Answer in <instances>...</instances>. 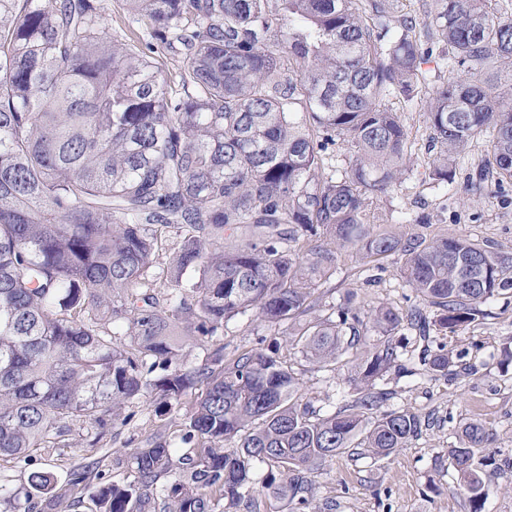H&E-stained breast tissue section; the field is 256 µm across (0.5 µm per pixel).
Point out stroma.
Here are the masks:
<instances>
[{
	"mask_svg": "<svg viewBox=\"0 0 512 512\" xmlns=\"http://www.w3.org/2000/svg\"><path fill=\"white\" fill-rule=\"evenodd\" d=\"M409 134L410 163L395 194L368 202L365 224L374 232L390 230L405 236L444 234L470 239L491 250L512 252V185L495 186L496 174L485 169L490 147L485 139L472 142L457 156L453 190L439 188L429 179L428 160L438 147L420 102L391 101ZM403 261L392 255L377 261L365 258L356 245L339 248L335 273L319 281L309 299L310 316L331 313L355 293L364 308L382 303L401 312L420 307L422 300L405 286L400 274ZM270 332L256 312L225 322L216 336H200L183 350L185 363L205 360L214 343H224L228 351L257 348ZM436 345L449 350L458 374L443 378L427 376L421 362L424 349L414 331L401 329L392 343L405 346L418 369L415 377L389 374L390 388L397 392L398 404L410 407L428 420L422 437L383 460L339 456L326 463L315 477L318 503H330V512H471L464 489L448 465V448L460 423L478 419L493 428L492 445L498 470L490 484L483 512H512V293L499 296L487 307V315L455 332L434 331ZM278 355L292 364L300 375L297 397L322 410L343 405L353 395L348 382L351 366L326 383L325 372L301 364L287 337L277 339ZM156 404L149 394L125 404L122 418L107 420L103 432L81 424L60 445L33 453L28 463L0 462V484L15 491L27 486L32 470L52 472L66 481L70 472L94 462L99 478L89 488L66 498L58 512H93L95 486L103 480L132 478L130 451L146 447L156 432L184 453L181 444L183 416L170 412L158 419Z\"/></svg>",
	"mask_w": 512,
	"mask_h": 512,
	"instance_id": "1",
	"label": "stroma"
}]
</instances>
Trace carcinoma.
<instances>
[{
  "instance_id": "carcinoma-1",
  "label": "carcinoma",
  "mask_w": 512,
  "mask_h": 512,
  "mask_svg": "<svg viewBox=\"0 0 512 512\" xmlns=\"http://www.w3.org/2000/svg\"><path fill=\"white\" fill-rule=\"evenodd\" d=\"M126 3L144 36L112 30L101 0H0V460L26 462L78 422L102 429L149 392L160 418L186 408L192 451L177 455L161 435L131 449L135 479L100 487L98 512H212L220 500L237 512L255 493L313 512L325 463L388 458L422 435L421 416L390 407L385 387L392 368L416 371L368 333L477 321L512 289V253L363 228L368 200L391 196L409 162L386 102L415 100L427 54L392 0ZM428 27L456 74L423 103L440 146L429 177L452 188L451 158L485 137L497 186L512 184V19L487 0H435ZM158 53L182 57L180 89ZM339 140L349 166L326 175L322 152ZM171 236L158 295L151 268ZM331 241L402 256L426 308L364 312L349 300L300 321L336 270ZM250 310L322 371L350 359L353 399L299 405V378L272 346L231 355L218 343L184 364V340ZM428 365L446 376L453 356L440 347ZM457 436L449 465L481 512L493 432L472 419ZM27 486L23 501L0 486V512H55L67 495L48 472Z\"/></svg>"
}]
</instances>
